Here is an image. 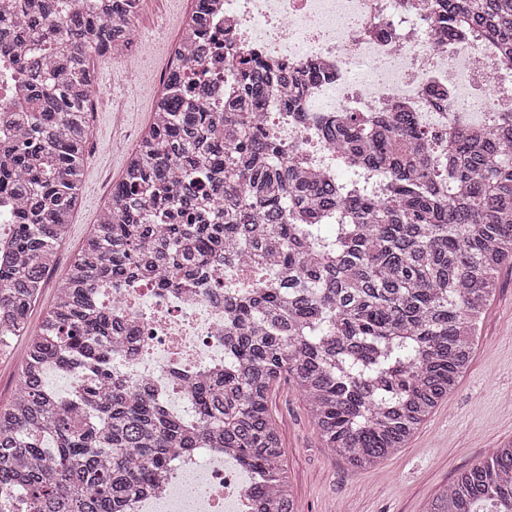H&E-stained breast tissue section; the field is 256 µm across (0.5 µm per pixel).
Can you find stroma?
I'll return each mask as SVG.
<instances>
[{
    "label": "stroma",
    "instance_id": "stroma-1",
    "mask_svg": "<svg viewBox=\"0 0 512 512\" xmlns=\"http://www.w3.org/2000/svg\"><path fill=\"white\" fill-rule=\"evenodd\" d=\"M190 11L191 0H142L137 66L96 60L90 160L69 238L58 251L57 273H64L95 224L150 123L156 104L151 87L165 71L167 48ZM476 331L473 360L454 392L406 448L374 469L353 471L331 459L299 393L289 380L279 382L270 410L286 450L296 512H423L460 471L512 441V263L502 267Z\"/></svg>",
    "mask_w": 512,
    "mask_h": 512
}]
</instances>
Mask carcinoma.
Wrapping results in <instances>:
<instances>
[{"mask_svg": "<svg viewBox=\"0 0 512 512\" xmlns=\"http://www.w3.org/2000/svg\"><path fill=\"white\" fill-rule=\"evenodd\" d=\"M194 0L152 121L56 287L39 328L32 307L69 234L89 163L93 58L128 50L141 0H0L16 20L29 84L15 139L0 146V193L19 199L16 258L0 268V358L26 337L13 399L0 406V512H123L170 456L222 448L256 477L254 512H295L269 403L284 377L301 393L328 453L354 470L396 454L455 390L475 325L512 262V112L460 128L448 155L411 112L316 116L324 138L363 174L338 184L288 160L262 124L269 103L295 112L312 69L234 60ZM443 38L490 37L512 66V0H437ZM55 16L60 25L47 28ZM234 83L208 99L214 65ZM271 264L280 277L224 286V365L182 378L192 420L146 385L112 372L134 340L95 298L137 276L193 288L217 264ZM90 376L62 397L45 367ZM426 512H512V441L458 473Z\"/></svg>", "mask_w": 512, "mask_h": 512, "instance_id": "cac0c4a2", "label": "carcinoma"}]
</instances>
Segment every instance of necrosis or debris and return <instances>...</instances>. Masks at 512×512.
Wrapping results in <instances>:
<instances>
[{"label": "necrosis or debris", "instance_id": "necrosis-or-debris-1", "mask_svg": "<svg viewBox=\"0 0 512 512\" xmlns=\"http://www.w3.org/2000/svg\"><path fill=\"white\" fill-rule=\"evenodd\" d=\"M433 10L434 0H215L211 23L230 35L233 48H253L267 64L321 72L300 113L272 120L287 146L344 181L351 165L314 141L303 113L401 106L437 137L451 126L489 125L495 113L512 110V69L499 65L493 42L437 45ZM20 38L15 23H0V132L28 84L13 50ZM435 89L446 99H433ZM114 314L134 322L138 336L127 352L113 354L114 368L170 404L184 399L178 373L224 362V306L214 299L161 292L145 281L129 289ZM190 481L199 487L196 512H250L245 480L212 448L177 452L154 488L128 498L126 512H182V488Z\"/></svg>", "mask_w": 512, "mask_h": 512}]
</instances>
